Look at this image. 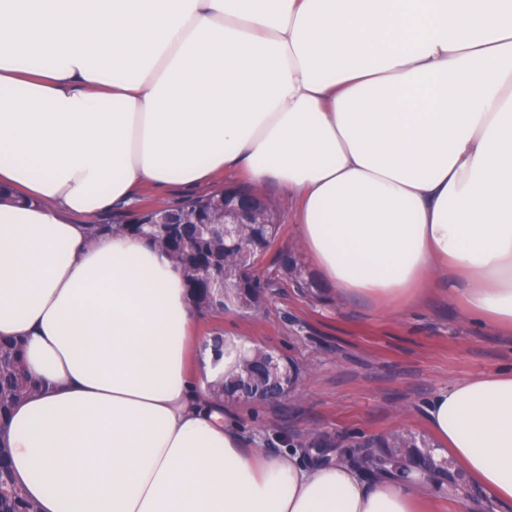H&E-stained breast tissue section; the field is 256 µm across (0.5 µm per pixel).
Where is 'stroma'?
<instances>
[{"label": "stroma", "instance_id": "1", "mask_svg": "<svg viewBox=\"0 0 512 512\" xmlns=\"http://www.w3.org/2000/svg\"><path fill=\"white\" fill-rule=\"evenodd\" d=\"M195 187H147L133 209L100 216L103 224L130 221L134 211L176 205L198 195ZM275 208L281 233L257 267L267 301L260 313L229 310L203 318L206 336L247 340L291 357L301 369L292 392L280 402L228 408L247 447L274 455H304L309 432L325 445L357 433L366 437L408 431L429 437L426 406L449 383L512 368V335L475 326L462 306L448 300V285L434 282L420 304L406 310L377 309L362 301L322 304L301 295L277 271L283 251L301 256L293 223L296 201L278 187L261 190Z\"/></svg>", "mask_w": 512, "mask_h": 512}]
</instances>
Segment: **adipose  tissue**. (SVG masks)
I'll return each instance as SVG.
<instances>
[{"mask_svg": "<svg viewBox=\"0 0 512 512\" xmlns=\"http://www.w3.org/2000/svg\"><path fill=\"white\" fill-rule=\"evenodd\" d=\"M218 172L296 198L326 291L448 299L512 334V0H0V336L44 387L10 418L39 512H423L415 467L363 478L245 447L191 367L211 339L167 254L90 220ZM436 456L512 508V369L427 406Z\"/></svg>", "mask_w": 512, "mask_h": 512, "instance_id": "1", "label": "adipose tissue"}]
</instances>
